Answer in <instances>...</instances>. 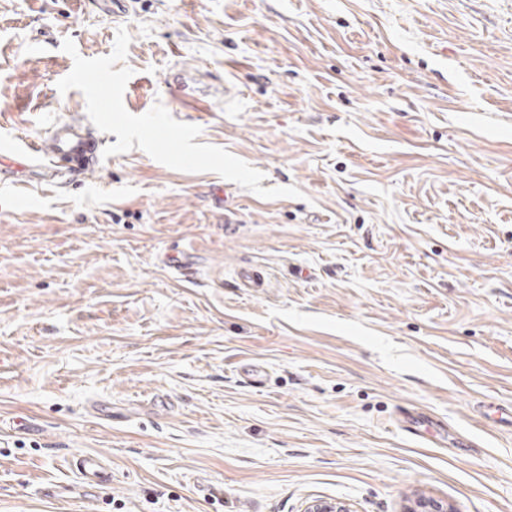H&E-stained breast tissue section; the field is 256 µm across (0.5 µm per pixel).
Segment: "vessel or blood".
<instances>
[{
	"label": "vessel or blood",
	"instance_id": "b4317fda",
	"mask_svg": "<svg viewBox=\"0 0 512 512\" xmlns=\"http://www.w3.org/2000/svg\"><path fill=\"white\" fill-rule=\"evenodd\" d=\"M47 149L37 150L34 159L45 166L48 178L59 177L61 171L69 175L85 174L101 157L100 142L94 132L80 122H63L52 126ZM82 487L90 492L106 488L112 483L108 462L95 453H82L72 462Z\"/></svg>",
	"mask_w": 512,
	"mask_h": 512
}]
</instances>
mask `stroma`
<instances>
[{"mask_svg": "<svg viewBox=\"0 0 512 512\" xmlns=\"http://www.w3.org/2000/svg\"><path fill=\"white\" fill-rule=\"evenodd\" d=\"M121 27L130 113L303 196L137 148L0 163V512H512V0H0V141L86 120L62 42ZM72 465L79 482L88 492H95L112 484L110 466L99 454H79L73 458Z\"/></svg>", "mask_w": 512, "mask_h": 512, "instance_id": "1", "label": "stroma"}]
</instances>
